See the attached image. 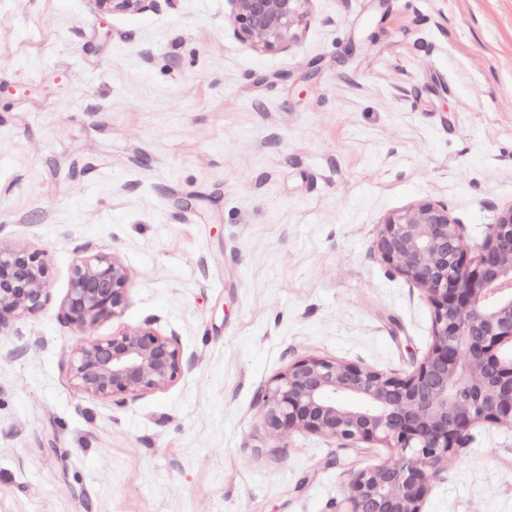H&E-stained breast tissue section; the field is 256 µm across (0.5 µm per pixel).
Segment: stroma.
<instances>
[{
  "label": "stroma",
  "instance_id": "stroma-1",
  "mask_svg": "<svg viewBox=\"0 0 512 512\" xmlns=\"http://www.w3.org/2000/svg\"><path fill=\"white\" fill-rule=\"evenodd\" d=\"M299 38L240 40L227 0H0V245L47 256L51 297L0 329V512H335L390 459L294 434L258 388L314 354L406 375L424 292L380 224L446 204L480 240L512 206V0H310ZM132 278L122 317L190 365L121 409L78 393L62 319L79 247ZM423 512H512V428H471ZM99 10L104 14H137L146 6L148 0H95Z\"/></svg>",
  "mask_w": 512,
  "mask_h": 512
}]
</instances>
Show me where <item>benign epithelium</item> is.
Wrapping results in <instances>:
<instances>
[{
	"mask_svg": "<svg viewBox=\"0 0 512 512\" xmlns=\"http://www.w3.org/2000/svg\"><path fill=\"white\" fill-rule=\"evenodd\" d=\"M147 0H96L104 14H137ZM310 0H228L235 34L260 50L295 40ZM374 252L420 288L432 308L433 343L409 375L300 355L261 385V425L274 448L306 432L343 448L381 444L393 458L352 470L340 512H422L442 465L479 424L512 427V205L470 242L448 206L420 201L389 214ZM129 269L83 247L71 269L61 318L86 332L128 305ZM50 298L45 256L0 246V328L40 311ZM188 367L176 339L147 322L107 338L89 336L72 353L69 381L117 408L163 391Z\"/></svg>",
	"mask_w": 512,
	"mask_h": 512,
	"instance_id": "obj_1",
	"label": "benign epithelium"
}]
</instances>
